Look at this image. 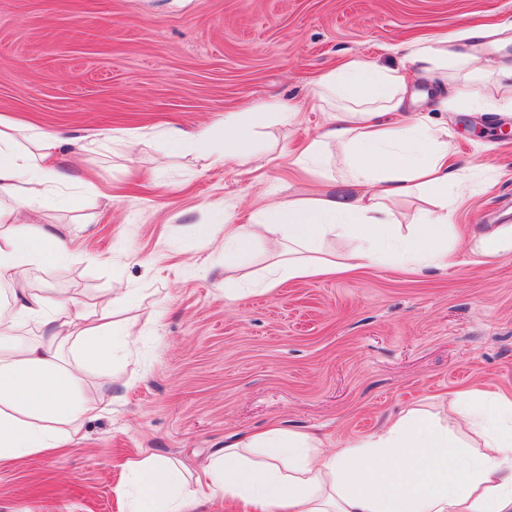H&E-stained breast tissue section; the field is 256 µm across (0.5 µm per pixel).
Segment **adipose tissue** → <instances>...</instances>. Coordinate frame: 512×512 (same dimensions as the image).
I'll return each mask as SVG.
<instances>
[{
  "label": "adipose tissue",
  "instance_id": "1",
  "mask_svg": "<svg viewBox=\"0 0 512 512\" xmlns=\"http://www.w3.org/2000/svg\"><path fill=\"white\" fill-rule=\"evenodd\" d=\"M434 84L439 109L456 111L482 96L473 76L512 83V65L484 71L474 57L420 43L407 63L384 66L360 56L324 73L312 94L328 113L321 133L299 154L275 134L295 123L298 109L276 102L224 118L222 133L208 127L171 129L170 152L196 151L213 165L248 162L245 145L263 136L276 160L314 178L329 161L343 170L332 190L291 196L258 210L248 223L224 227V262L254 242L280 246L257 284L268 291L286 280L339 277L355 269L394 264L413 273L448 267V187L460 182L448 162V131L423 112L408 110V74ZM53 137L29 128L0 129V284L12 285L0 305V460L58 452L77 426L95 416L90 396L99 369L132 360L138 339L113 321L126 298L119 292L96 308L74 295L48 297L28 288L33 268L75 255L76 240L53 225L34 223L62 182ZM418 203L419 223L404 225L397 204ZM347 240L340 253L329 239ZM37 323L42 336L21 340ZM76 362L62 360L64 344ZM453 412L480 429L481 447L462 450L447 427L426 411L409 409L368 437L327 450L314 436L272 427L212 454L196 478L169 460L128 461L117 490L119 512H193L200 496L223 498L239 512H512V397L478 389L456 394Z\"/></svg>",
  "mask_w": 512,
  "mask_h": 512
}]
</instances>
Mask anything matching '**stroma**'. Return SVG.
<instances>
[{
  "mask_svg": "<svg viewBox=\"0 0 512 512\" xmlns=\"http://www.w3.org/2000/svg\"><path fill=\"white\" fill-rule=\"evenodd\" d=\"M442 38L511 64L512 0H0V115L65 138L39 221L86 244L28 285L90 304L127 289L115 319L143 333L139 360L102 370L101 411L61 453L0 462V512H119L130 460L193 473L273 424L339 448L409 407L448 419L462 389L512 396V251L481 263L468 244L512 225V111L492 106L506 90L436 113L412 81L463 174L448 190L445 271L370 266L225 297L224 234L197 225L223 223L230 204L242 224L327 185L264 157L220 168L163 147L169 128L281 99L299 109L279 132L297 149L327 119L308 108L320 74Z\"/></svg>",
  "mask_w": 512,
  "mask_h": 512,
  "instance_id": "1",
  "label": "stroma"
}]
</instances>
